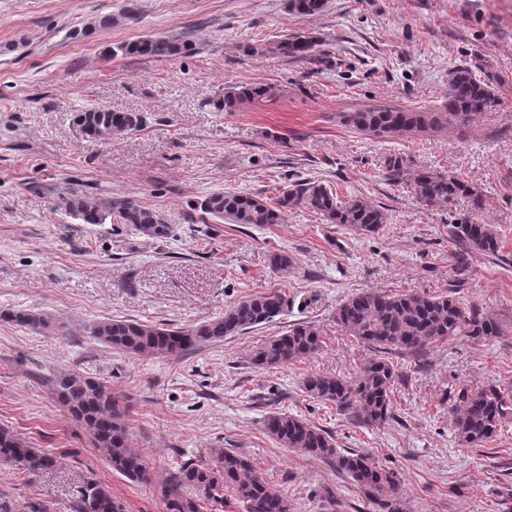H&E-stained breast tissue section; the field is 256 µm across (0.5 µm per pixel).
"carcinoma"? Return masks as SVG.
<instances>
[{
  "label": "carcinoma",
  "instance_id": "obj_1",
  "mask_svg": "<svg viewBox=\"0 0 512 512\" xmlns=\"http://www.w3.org/2000/svg\"><path fill=\"white\" fill-rule=\"evenodd\" d=\"M325 5L326 0H287L288 10L302 17L321 13ZM317 43L316 36L304 32L276 42L274 49L284 57L301 58L311 55ZM186 47L187 43L175 38L146 36L133 42L116 43L109 48V54L166 58ZM270 94L271 89L260 83L228 86L216 101L217 110L235 112L244 102ZM495 101L491 86L477 78L470 68L462 66L451 71L448 97L437 112L370 107L349 112L344 119L369 134L396 136L435 130L450 122L464 126L474 114L489 111ZM75 123L83 135L106 144L116 134L139 131L145 120L139 113L94 107L77 113ZM387 171L395 183L410 182L416 200L427 208L447 206L458 197L468 198L476 212L483 208L481 193L455 175L423 169L412 172L406 159L397 155L388 158ZM58 199L65 212L84 224H103L114 218L116 223L129 224L148 237L168 234L169 227L159 214L135 199H111L103 203L74 187L64 189ZM300 207L329 224H344L359 232H376L385 222L384 213L365 199L343 200L338 193L311 180L282 189L271 202L252 194L225 191L213 193L199 203V209L211 219L258 226L281 224L288 211ZM449 233L462 246L457 254L461 263L470 249L496 255L501 248V240L492 225L476 219L451 225ZM287 307L288 297L284 293L269 291L251 295L226 310L223 316L198 326L175 327L116 319L99 323L93 336L100 343L130 355L169 356L267 324ZM11 319L33 329L46 326L45 319L33 312L14 313ZM336 321L365 344L373 356L362 365L356 380L310 373L302 380L303 391L341 412H353L361 423L373 427L382 426L393 417L391 394L397 369L387 354L396 351L420 355L457 336L489 338L502 332L500 322L489 311L463 304L445 293L363 292L340 305ZM320 346V336L313 325L298 323L287 332L271 337L255 351L251 363L257 368H273L307 358ZM50 385L52 394L78 420L90 442L106 450L112 471L135 484L149 482L150 465L140 449L129 442L127 401L107 384L76 373H58L50 379ZM461 399L463 405L456 411L454 425L460 444L466 447L492 440L502 420L512 413V390L497 382L465 390ZM264 429L282 447L330 463L381 505L384 498L396 497L402 489L399 471L380 464L367 452L337 447L330 432L303 418L275 411L265 417ZM59 459L52 451L35 448L14 432L0 428L1 465L38 471L54 468ZM187 487L197 491L196 497L184 495ZM162 496L168 512H203L209 505H224L228 496L241 503L245 512L293 510L286 497L268 488L250 459L224 448L214 449L207 463L187 460L180 464L162 487ZM0 512H47V509L38 501L15 504L0 498ZM77 512H125V505L112 495L107 485L88 479L79 491Z\"/></svg>",
  "mask_w": 512,
  "mask_h": 512
}]
</instances>
